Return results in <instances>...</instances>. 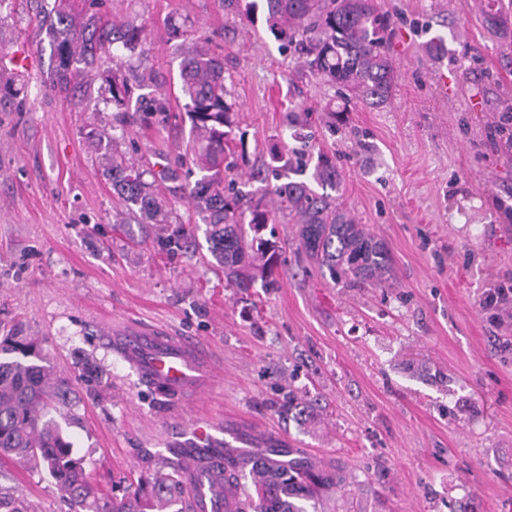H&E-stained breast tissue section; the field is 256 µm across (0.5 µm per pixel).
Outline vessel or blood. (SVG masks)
Segmentation results:
<instances>
[{
	"label": "vessel or blood",
	"instance_id": "1",
	"mask_svg": "<svg viewBox=\"0 0 512 512\" xmlns=\"http://www.w3.org/2000/svg\"><path fill=\"white\" fill-rule=\"evenodd\" d=\"M114 343L140 375L172 387L186 403H194L211 386L212 372L204 363V354L180 337L133 329L115 338ZM217 430L216 422L209 417L188 423L178 419L172 422V435L193 450L192 457L183 464L190 484L185 501L187 512H223L220 476L230 450L223 447Z\"/></svg>",
	"mask_w": 512,
	"mask_h": 512
}]
</instances>
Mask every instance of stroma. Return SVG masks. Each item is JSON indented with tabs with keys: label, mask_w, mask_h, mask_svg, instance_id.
Instances as JSON below:
<instances>
[{
	"label": "stroma",
	"mask_w": 512,
	"mask_h": 512,
	"mask_svg": "<svg viewBox=\"0 0 512 512\" xmlns=\"http://www.w3.org/2000/svg\"><path fill=\"white\" fill-rule=\"evenodd\" d=\"M377 2L398 75L381 106L314 76L270 34L264 9L108 0L110 17L146 33L149 82L120 69L132 97L164 93L171 106L164 128L137 118L124 139L112 130L111 58L58 95L35 0L0 6V337H40L70 378L77 421L66 433L105 493L179 465L177 413L214 418L242 458L274 436L311 467L343 470L323 512H512V294L484 305L488 289L512 291V147L489 136L512 113V30L487 28L484 0ZM435 36L447 53L430 51ZM195 49L224 63L238 180L262 193L248 174L283 146L335 154L341 203L390 250V287L334 284L282 222L277 284L237 295L204 229L170 255L161 225L124 212L108 158L185 159L179 73ZM126 324L202 345L215 389L190 406L157 396L114 348ZM85 361L102 386L82 379ZM291 389L317 401L310 418L275 412ZM0 494L29 512L67 510L50 478L13 461L0 465Z\"/></svg>",
	"instance_id": "stroma-1"
}]
</instances>
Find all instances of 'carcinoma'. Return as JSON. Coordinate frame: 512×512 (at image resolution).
<instances>
[{
  "label": "carcinoma",
  "instance_id": "obj_1",
  "mask_svg": "<svg viewBox=\"0 0 512 512\" xmlns=\"http://www.w3.org/2000/svg\"><path fill=\"white\" fill-rule=\"evenodd\" d=\"M270 32L303 59L307 68L333 87L355 98L382 105L392 96L397 71L388 54L389 21L377 11L375 0H264ZM486 25L508 30V14L500 0H488ZM55 48L52 88L69 90L74 80L96 60L112 54L113 63H126L123 53L134 55L143 30L107 18L105 0H53L39 19ZM181 90L192 122L193 162L204 175L191 184L183 163L167 164L157 176L168 197L192 204L210 243V251L224 270L225 286L247 292L261 281L268 289L279 266L278 246L262 237L277 215L297 225L298 243L307 261L332 282L349 287L380 286L385 282L391 257L384 242L356 223L337 199L315 191L301 179L308 168L303 151L270 154L263 170L250 178L277 184L261 196L243 191L227 180L233 153L234 103L227 100L224 64L208 52L197 50L184 58ZM117 112L115 123L125 126L130 91L115 75L110 90ZM136 111L162 125L169 108L162 94L140 99ZM112 190L129 211L155 224H165L163 208L146 172L133 159L112 157L107 169ZM300 179L292 180L290 175ZM321 187L338 189L336 157L321 152L311 174ZM190 230L179 225L158 240L169 253L184 248ZM69 380L44 363L41 340L32 336H5L0 340V458L13 459L52 479L70 512H185L181 470L172 469L143 477L122 497L99 492L87 472V456L77 454L49 410L69 404ZM285 417L300 419L310 406L290 392L274 405ZM254 492L241 491L252 512H320L319 490L346 482L338 469H310L294 460L273 459L249 473Z\"/></svg>",
  "mask_w": 512,
  "mask_h": 512
}]
</instances>
